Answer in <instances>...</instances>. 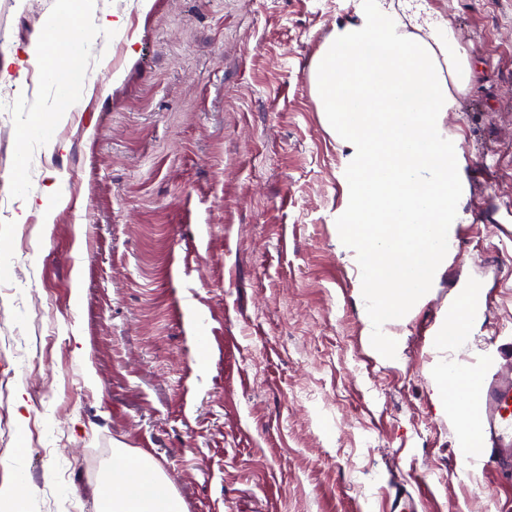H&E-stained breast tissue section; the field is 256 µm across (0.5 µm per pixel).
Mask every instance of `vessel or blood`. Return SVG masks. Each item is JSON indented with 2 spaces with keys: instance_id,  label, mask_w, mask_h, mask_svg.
<instances>
[{
  "instance_id": "vessel-or-blood-1",
  "label": "vessel or blood",
  "mask_w": 512,
  "mask_h": 512,
  "mask_svg": "<svg viewBox=\"0 0 512 512\" xmlns=\"http://www.w3.org/2000/svg\"><path fill=\"white\" fill-rule=\"evenodd\" d=\"M485 452L481 463L500 480L512 481V362L508 361L474 386Z\"/></svg>"
}]
</instances>
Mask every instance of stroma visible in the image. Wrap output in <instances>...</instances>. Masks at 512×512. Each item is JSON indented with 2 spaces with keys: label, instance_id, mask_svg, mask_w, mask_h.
I'll use <instances>...</instances> for the list:
<instances>
[{
  "label": "stroma",
  "instance_id": "obj_1",
  "mask_svg": "<svg viewBox=\"0 0 512 512\" xmlns=\"http://www.w3.org/2000/svg\"><path fill=\"white\" fill-rule=\"evenodd\" d=\"M359 2L85 0L96 92L59 119L16 61L67 0H0V487L25 512H103L116 448L150 454L181 512H382L401 478L416 512H512L432 399L440 356L512 353V0H422L481 76L448 114L467 161L448 266L389 353L308 80ZM56 180L47 223L29 203ZM464 289L474 326L440 352Z\"/></svg>",
  "mask_w": 512,
  "mask_h": 512
}]
</instances>
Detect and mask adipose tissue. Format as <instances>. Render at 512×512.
<instances>
[{
    "label": "adipose tissue",
    "mask_w": 512,
    "mask_h": 512,
    "mask_svg": "<svg viewBox=\"0 0 512 512\" xmlns=\"http://www.w3.org/2000/svg\"><path fill=\"white\" fill-rule=\"evenodd\" d=\"M47 35L29 48L28 63L61 89L55 111L71 112L79 104L73 88L88 85L76 61L89 46L77 21L64 31L48 25ZM477 70L451 29L422 17L413 0H361L355 18L336 25L311 62L321 121L355 175L346 191V235L364 272L362 300L375 348L386 346L384 326L404 322L448 260V227L462 215L464 174L447 119ZM435 376L438 413L461 416L460 441L476 444L473 410L451 391L458 382L474 386L475 373L442 362ZM105 489L112 512H179L144 452L114 449Z\"/></svg>",
    "instance_id": "adipose-tissue-1"
}]
</instances>
